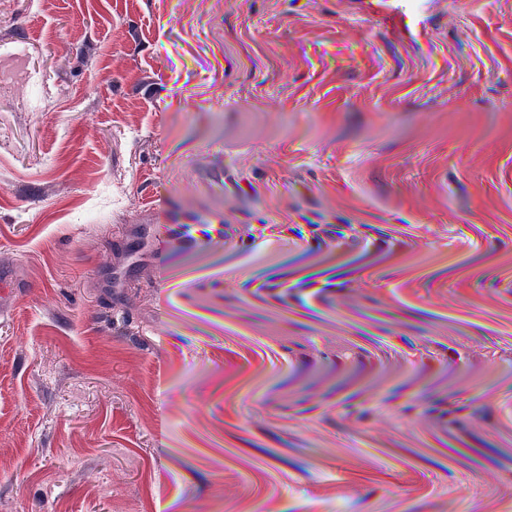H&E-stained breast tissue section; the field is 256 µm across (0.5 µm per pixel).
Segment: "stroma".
Listing matches in <instances>:
<instances>
[{"label": "stroma", "instance_id": "35a3bbf8", "mask_svg": "<svg viewBox=\"0 0 512 512\" xmlns=\"http://www.w3.org/2000/svg\"><path fill=\"white\" fill-rule=\"evenodd\" d=\"M1 263L0 512H512V0H0ZM148 214L147 219L138 222L134 225L136 230L135 234L132 235V246L133 249L136 247V241L143 240L147 229L151 230L152 237H160V230L164 228L163 224H178L179 220L170 212L162 211L158 207L151 205L147 208ZM24 288L18 283L9 267L0 266V309L4 306L14 303Z\"/></svg>", "mask_w": 512, "mask_h": 512}]
</instances>
